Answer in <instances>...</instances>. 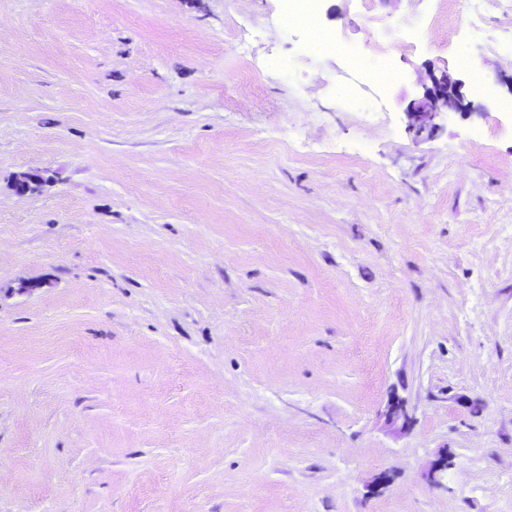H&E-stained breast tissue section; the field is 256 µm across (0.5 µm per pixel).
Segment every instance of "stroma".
<instances>
[{"instance_id": "obj_1", "label": "stroma", "mask_w": 512, "mask_h": 512, "mask_svg": "<svg viewBox=\"0 0 512 512\" xmlns=\"http://www.w3.org/2000/svg\"><path fill=\"white\" fill-rule=\"evenodd\" d=\"M318 9L0 0V512H512L502 19ZM317 0H283L285 6L284 23L288 25L296 24L299 18H310L315 13V2ZM460 85V81L447 71L442 72L440 78L435 79L433 88L426 91V96L415 107V112H410L418 124V130H425L442 108L453 111L460 110L462 105L458 94Z\"/></svg>"}]
</instances>
